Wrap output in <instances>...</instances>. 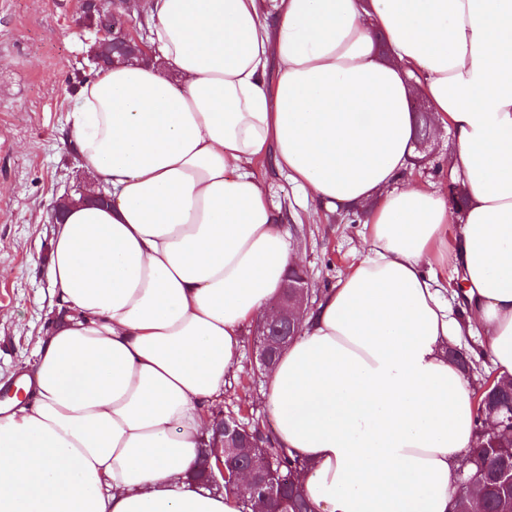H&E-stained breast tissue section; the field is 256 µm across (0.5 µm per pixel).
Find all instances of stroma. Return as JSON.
I'll return each mask as SVG.
<instances>
[{"label": "stroma", "instance_id": "obj_1", "mask_svg": "<svg viewBox=\"0 0 512 512\" xmlns=\"http://www.w3.org/2000/svg\"><path fill=\"white\" fill-rule=\"evenodd\" d=\"M96 33L81 22V0H0V401L35 366V347L61 309L49 254L53 205L68 188L91 186L93 170L73 154L63 128L80 77L95 72L88 58ZM455 141L440 131L424 166L407 180L441 188L452 182L448 154ZM255 168L269 194L288 208L285 229L308 272L312 301L353 262L364 227L341 210L312 208L267 161ZM254 327L241 338L239 368L224 391L222 412L275 426L261 401L268 377L254 367Z\"/></svg>", "mask_w": 512, "mask_h": 512}]
</instances>
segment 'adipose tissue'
Instances as JSON below:
<instances>
[{"instance_id": "ef3b65f1", "label": "adipose tissue", "mask_w": 512, "mask_h": 512, "mask_svg": "<svg viewBox=\"0 0 512 512\" xmlns=\"http://www.w3.org/2000/svg\"><path fill=\"white\" fill-rule=\"evenodd\" d=\"M150 62L68 118L104 207L70 206V313L0 404V512H239L192 482L240 336L298 258L257 175L354 205L367 245L304 316L264 402L316 512H454L477 402L447 354L482 328L512 376V0H135ZM466 204L403 183L416 93ZM453 267L466 323L432 267Z\"/></svg>"}]
</instances>
